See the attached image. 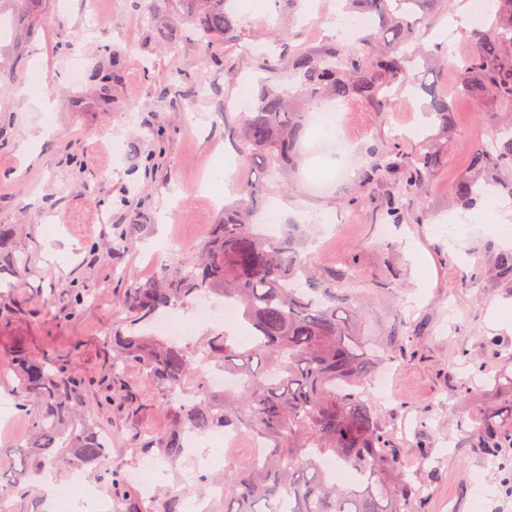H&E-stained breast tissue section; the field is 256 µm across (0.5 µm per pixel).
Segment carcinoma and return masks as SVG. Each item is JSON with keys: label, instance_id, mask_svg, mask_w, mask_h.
Listing matches in <instances>:
<instances>
[{"label": "carcinoma", "instance_id": "1", "mask_svg": "<svg viewBox=\"0 0 512 512\" xmlns=\"http://www.w3.org/2000/svg\"><path fill=\"white\" fill-rule=\"evenodd\" d=\"M184 26L208 43L234 41L237 19L230 0H182ZM442 0H351L376 14L378 31L361 38L353 54L329 44L318 51H293L288 69L299 79V95L313 106L324 98L375 101L387 111L391 85L407 79V64L426 52L418 33ZM42 0H0L25 29L39 23ZM495 13L484 27L469 32L476 50L459 65L458 92L477 102H495L508 118L493 135L491 147L470 150V174L456 186V198L473 209L479 180H496L512 171V0H495ZM440 57L448 48L428 50ZM426 109L448 121V98L424 87ZM302 113L292 109L288 89L265 86L243 124L227 137L246 162L262 159L284 170L296 152ZM445 147L416 152L397 147L378 152L364 180L390 176L396 193L383 209L388 224L405 219L404 199L444 161ZM262 189L248 184L241 199L224 210V220L199 247L196 263L151 282L134 281L123 297L129 320L112 330V370L137 363L162 396L171 421L169 433L149 448L168 460L183 451V435L215 429L240 432L261 443L260 458L224 470V512H410L420 495L404 478L399 447L379 417V402L368 388L382 361L376 342L360 335L358 293L339 284L345 269L315 272L301 257L290 233L268 236L250 218ZM26 264L10 234L0 229V274ZM206 291L232 302L248 334L213 331L197 344L161 338L149 326L163 310ZM11 360L19 389L32 400L26 445L19 466L0 495L34 501L53 470L67 465L96 466L109 449L97 442L100 432L79 415L82 380L51 355L26 345L13 348ZM206 361L237 378L224 393L211 392L198 371ZM191 393L190 403H175L174 390ZM477 447L490 455L512 443V404L472 418ZM354 471L340 484L325 461Z\"/></svg>", "mask_w": 512, "mask_h": 512}]
</instances>
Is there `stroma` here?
Segmentation results:
<instances>
[{"label":"stroma","instance_id":"35a3bbf8","mask_svg":"<svg viewBox=\"0 0 512 512\" xmlns=\"http://www.w3.org/2000/svg\"><path fill=\"white\" fill-rule=\"evenodd\" d=\"M466 3L443 0L421 32L423 44L447 41V63L419 60L411 71L451 101L449 124L424 115L412 85L397 83L385 113L367 99L335 101L351 163L339 185L313 194L304 184L309 170L339 169L331 155L299 153L285 178L248 164L238 173L245 183L262 182L259 210L277 206L280 229L296 232L309 263L322 272L349 269L366 297L364 331L380 338L395 372L381 414L404 474L428 490L412 512H512V490L503 483L512 448L482 454L469 425L512 400V324L493 316L512 312V278L495 271L512 238L452 198L474 140L489 138L500 121L492 103L457 92L458 64L474 51L464 32L484 20L466 14ZM310 9L311 0L239 8L240 40L209 46L180 25V0H44L23 56L0 39V62L19 74L0 83V226L27 259L18 273L0 276L1 472L25 445L33 408L11 366L19 342L55 353L85 378L82 410L111 448L98 472L83 470L82 478L119 512H164L174 498L191 512L197 495L249 458L243 436L232 448H192L162 463L152 490L134 482L146 443L167 430L168 417L138 365L113 371L110 336L127 317L121 299L131 280L148 282L193 262L238 199L236 188L211 184L210 176L233 153L224 127L241 123L233 103L243 82L263 66L249 46L271 44L277 28L293 49L335 41L356 50V33L333 22L309 28ZM77 59L75 83L68 70ZM191 102L193 116L185 110ZM390 142L409 152L442 142L448 154L408 201L410 219L381 239L393 183H362L361 172ZM77 292L95 296L91 311L68 312ZM408 335L415 345L400 350ZM480 364L500 382L468 388Z\"/></svg>","mask_w":512,"mask_h":512}]
</instances>
